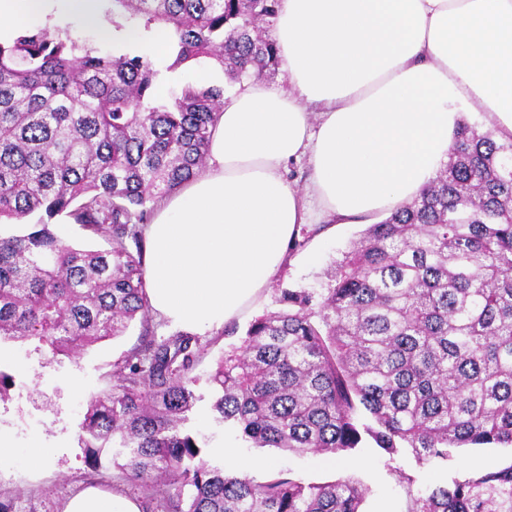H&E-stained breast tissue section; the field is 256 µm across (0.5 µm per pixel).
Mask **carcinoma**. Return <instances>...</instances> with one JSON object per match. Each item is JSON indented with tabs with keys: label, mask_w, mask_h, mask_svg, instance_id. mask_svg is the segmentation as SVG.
I'll return each mask as SVG.
<instances>
[{
	"label": "carcinoma",
	"mask_w": 512,
	"mask_h": 512,
	"mask_svg": "<svg viewBox=\"0 0 512 512\" xmlns=\"http://www.w3.org/2000/svg\"><path fill=\"white\" fill-rule=\"evenodd\" d=\"M117 33L172 42L164 69L128 44L88 45L69 27L21 28L0 42V341L70 357L122 336L142 344L91 397L81 444L124 458L146 512H363L353 476L264 481L212 467L188 423L202 396L198 338L156 340L145 291L144 227L154 205L206 165L225 86L158 91L165 73L219 66L229 83L270 78L266 29L279 0H111ZM512 138L464 120L419 197L368 226L319 290L285 289L209 376L215 420L253 448L448 461L453 450L512 447ZM65 217L103 248L54 228ZM373 423L362 422V413ZM408 512H512V463L454 478Z\"/></svg>",
	"instance_id": "cac0c4a2"
}]
</instances>
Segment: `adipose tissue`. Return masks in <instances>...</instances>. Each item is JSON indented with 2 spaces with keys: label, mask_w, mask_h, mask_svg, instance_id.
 Masks as SVG:
<instances>
[{
  "label": "adipose tissue",
  "mask_w": 512,
  "mask_h": 512,
  "mask_svg": "<svg viewBox=\"0 0 512 512\" xmlns=\"http://www.w3.org/2000/svg\"><path fill=\"white\" fill-rule=\"evenodd\" d=\"M58 7L112 39L103 0H0V37ZM275 28L287 88L225 95L205 171L145 229L150 308L185 332L240 319L291 263L312 210L356 224L417 197L448 159L457 102L512 136V0H281ZM302 158L300 189L284 173ZM64 512L140 507L90 485Z\"/></svg>",
  "instance_id": "ef3b65f1"
}]
</instances>
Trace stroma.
<instances>
[{
    "label": "stroma",
    "mask_w": 512,
    "mask_h": 512,
    "mask_svg": "<svg viewBox=\"0 0 512 512\" xmlns=\"http://www.w3.org/2000/svg\"><path fill=\"white\" fill-rule=\"evenodd\" d=\"M362 230L359 224H336L328 232L319 221L304 225L299 232V245L293 251V263L238 321L239 330H246L256 317L276 310L275 299L283 289L321 287L327 269L341 258ZM141 333V325L132 324L123 336L98 342L70 359L55 357L45 346L16 345L15 350L26 367L22 370L10 367L15 385L7 398L0 400V430L10 433L19 449L14 458L0 460V501H11L12 512H63L67 498L91 482L142 498V490L127 481L113 465L110 449H103L100 463L94 467L79 441L82 405L93 393L112 388L114 363L140 344ZM231 343V337L220 330L201 335V350L193 370L198 380L196 391L204 400L190 426L207 438V459L214 465L220 462L216 448L233 440L234 435L209 412L205 400L210 393L207 378ZM33 439L44 441L48 447L44 459L35 467L22 454ZM238 450L243 456L262 459V466L252 471L253 477L260 481L281 470L316 482L354 475L368 488L364 512H407L408 498L399 481V472L416 476L415 487L423 490L454 477H466L492 464L512 462V447L500 445L457 449L444 466L433 463L420 466L409 455L390 460L372 448L335 462L318 455L297 456L273 448H252L243 442Z\"/></svg>",
    "instance_id": "1"
}]
</instances>
